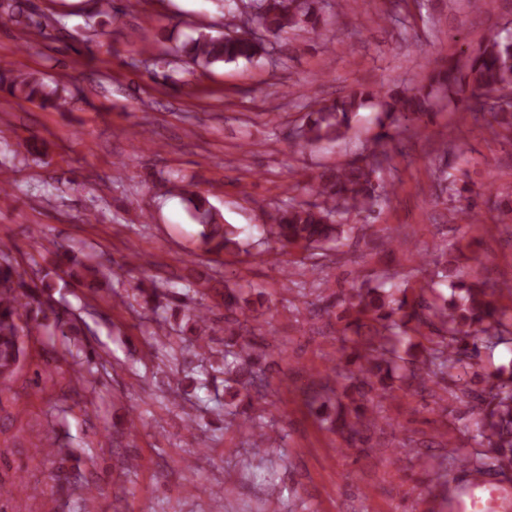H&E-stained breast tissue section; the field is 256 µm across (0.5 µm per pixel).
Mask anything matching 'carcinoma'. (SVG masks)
Returning <instances> with one entry per match:
<instances>
[{"label": "carcinoma", "instance_id": "obj_1", "mask_svg": "<svg viewBox=\"0 0 512 512\" xmlns=\"http://www.w3.org/2000/svg\"><path fill=\"white\" fill-rule=\"evenodd\" d=\"M115 0H98L100 8L87 15L85 24L93 27L98 19L108 18L118 10ZM254 23L268 36L278 38L290 31L318 28V0H252ZM11 15L29 32L41 37L64 27L62 18L35 19L24 15L22 4L8 5ZM229 31L195 38L153 59L151 74L164 81L173 80L172 61L168 57H187L197 67L207 70L216 64L252 61L267 53L269 41L244 33L236 16L228 15ZM0 90L17 100L37 103L44 109L63 111L69 103L67 90L35 72L0 70ZM448 100L466 103L474 114L490 112L501 126L512 129V112L499 108L487 110L482 96L512 102V38L491 31L471 49L452 57L447 65L431 72L425 83L412 88H388L380 92L354 90L347 95L318 101L305 116L296 137L305 145L336 143L351 128L353 116L371 100L380 109V132L372 139L371 160L350 162L335 169H325L304 180L303 189L311 200L280 206L273 222L263 225V240L287 253L299 249L306 253L304 273L319 281H294L302 292H314L327 283V269L335 263V254L325 251L328 244H343L354 226L348 217L356 214L376 218L389 201V183L381 175L383 164L396 150L390 130L403 121L418 122L431 112L440 93ZM187 209L199 221L202 243L209 250L238 253L242 250L241 231L223 222L208 196L177 184ZM452 244L439 256L424 254L416 271L425 284L415 288L385 278L374 286L362 284L338 288L326 307L336 309L337 332L342 336L338 368L344 371L343 394H317L310 407L322 422H331L350 444H370L365 435V420L374 413L380 400L397 390L428 394L435 408L448 415V402L465 407L457 420L463 422V434L473 450L453 451L448 460L471 473L483 475L495 470H512V369L500 368L484 378L480 389L471 387L469 374L478 365L482 351L512 345V314L499 304L503 295L512 297V285L497 287L475 279L451 282V298L431 295L437 278L457 276L456 253ZM46 252L54 256L53 270H45L32 261L22 267L10 254L0 252V393L10 390V382L25 356L23 337L31 331L54 327L60 335L79 334L81 319L64 318L50 302L58 287L56 277L63 274L74 288L91 290L106 277V261L87 257L77 259L63 244L52 241ZM186 287L198 286L194 293L213 291L224 306V392L247 400L260 414L236 411L237 426L248 437L253 457L280 445L282 436L265 420L270 382L263 325L257 322L255 305L266 302L263 292L246 289L226 279L218 288L202 277L184 278ZM256 300H251V296ZM212 307L193 310L190 320L194 346L203 357L209 348Z\"/></svg>", "mask_w": 512, "mask_h": 512}]
</instances>
